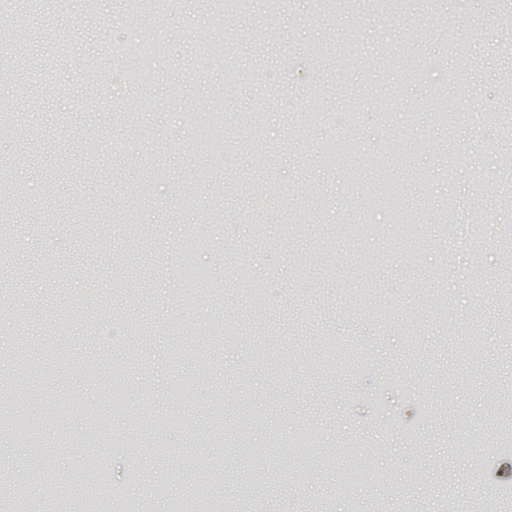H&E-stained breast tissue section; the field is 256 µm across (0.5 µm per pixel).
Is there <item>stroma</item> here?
Wrapping results in <instances>:
<instances>
[{
  "mask_svg": "<svg viewBox=\"0 0 512 512\" xmlns=\"http://www.w3.org/2000/svg\"><path fill=\"white\" fill-rule=\"evenodd\" d=\"M511 12L504 0H445L437 15L418 0L389 14L368 0L326 14L315 0H253L250 13L222 16L184 0L166 18L156 107L142 115L133 46L153 15L126 0H36L28 44L0 57V192L22 201L0 240L13 291L0 308V412L38 395L75 424L41 432L38 454L0 430L12 451L0 457V512H12L17 482L72 512H94L102 489L147 512L200 492L234 512H474L485 487L512 485V449L487 426L512 407V177L496 170L512 152L498 119L512 113ZM256 23L260 40L227 42ZM316 41L328 50L313 59ZM203 53L220 65L201 67ZM390 54L442 57L472 87L468 107L436 126L440 74L387 70ZM218 110L226 158L214 173L198 147ZM395 136L418 141L411 161L359 173L358 153ZM331 137L351 148L333 165L321 152ZM403 179L401 207L424 228L397 236L370 201ZM460 222L462 250L450 243ZM362 224L384 233L348 235ZM84 262L95 278L58 284ZM200 267L209 290L180 301ZM113 322L129 339L99 336ZM247 370L257 452L245 464L225 434L238 413L210 400ZM303 425L328 465L289 448ZM217 449L213 479L198 457ZM175 467L190 479L173 492Z\"/></svg>",
  "mask_w": 512,
  "mask_h": 512,
  "instance_id": "35a3bbf8",
  "label": "stroma"
}]
</instances>
